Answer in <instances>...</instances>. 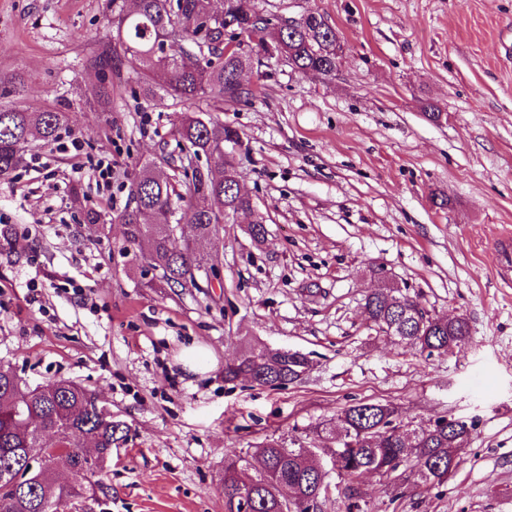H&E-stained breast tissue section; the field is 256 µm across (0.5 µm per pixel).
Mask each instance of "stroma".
<instances>
[{
	"label": "stroma",
	"instance_id": "stroma-1",
	"mask_svg": "<svg viewBox=\"0 0 512 512\" xmlns=\"http://www.w3.org/2000/svg\"><path fill=\"white\" fill-rule=\"evenodd\" d=\"M116 2L132 4L0 0V108L71 118L0 181L13 232L0 246V362L33 384H81L129 426L94 512H224L225 455L316 441L315 426L360 400L415 427L475 425L443 485L365 476L368 512H512V288L494 254L512 236V0H259L268 15L320 13L343 53L329 78L277 58L246 69L250 100L219 118L240 136L239 180L266 235L254 243L243 216L225 225L209 252L218 276L200 291L147 289L123 249L132 179L174 151L185 108L138 96L132 69L90 68ZM103 83L111 104L92 109ZM100 159L114 164L105 186ZM381 267L431 314L466 318L468 342L429 357L376 335L364 299ZM249 341L301 352L311 370L278 387L225 381ZM197 345L209 356L193 373L178 359Z\"/></svg>",
	"mask_w": 512,
	"mask_h": 512
}]
</instances>
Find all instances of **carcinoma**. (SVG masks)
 Returning a JSON list of instances; mask_svg holds the SVG:
<instances>
[{"instance_id": "1", "label": "carcinoma", "mask_w": 512, "mask_h": 512, "mask_svg": "<svg viewBox=\"0 0 512 512\" xmlns=\"http://www.w3.org/2000/svg\"><path fill=\"white\" fill-rule=\"evenodd\" d=\"M113 45H106L90 64L103 76L120 75L123 66L141 75L139 94L170 98L183 105L205 97L215 112L245 102L252 92L240 81L252 56L278 57L301 73L331 77L336 72V30L312 16L288 20L259 11L256 0H135L127 12L112 8ZM164 81H155V75ZM65 112H26L0 108V179H7L24 161L23 148L33 135L54 141L68 127ZM181 155L169 156L167 168L154 161L140 166L132 183L131 205L119 216L126 226V246L154 270L168 288H200L196 281L205 258L198 241L217 238L227 218L251 217L248 231L259 241L266 230L251 196L240 188L235 157L229 148L240 142L237 131L212 115L186 110L176 128ZM192 225L194 237L181 239L172 224ZM366 320L385 327L393 343L431 357L446 355L469 338L463 317L443 321L417 299L396 287L378 288L365 298ZM298 351L261 344L241 348L224 365V379H245L265 385L297 382L309 367ZM102 398L67 380L30 385L10 365L0 364V512H57L96 497L101 488L88 474L103 471L112 449L127 441L129 427L99 411ZM316 433L339 446L289 447L278 440L254 452L224 459V512H316L327 500L317 456L336 458V475L349 484L366 473H396L393 483L411 473L425 486L450 480L462 463V447L471 442L474 425L438 417L425 427L408 429L398 410L388 404L358 402L335 418L315 426ZM70 433L74 440L94 443L97 463L81 470L78 451L68 454L78 479L61 481L54 460L29 472L30 456L42 435ZM258 474H247L252 462Z\"/></svg>"}]
</instances>
